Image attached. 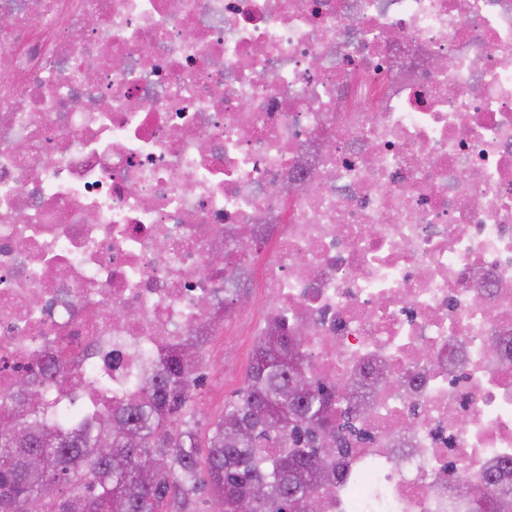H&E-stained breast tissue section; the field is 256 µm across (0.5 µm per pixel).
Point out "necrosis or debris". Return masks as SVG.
<instances>
[{
  "instance_id": "obj_1",
  "label": "necrosis or debris",
  "mask_w": 512,
  "mask_h": 512,
  "mask_svg": "<svg viewBox=\"0 0 512 512\" xmlns=\"http://www.w3.org/2000/svg\"><path fill=\"white\" fill-rule=\"evenodd\" d=\"M250 253L226 252L239 228ZM380 371L325 512H461L512 459V0H0V412L58 427L197 333ZM415 416L416 427L400 433Z\"/></svg>"
}]
</instances>
